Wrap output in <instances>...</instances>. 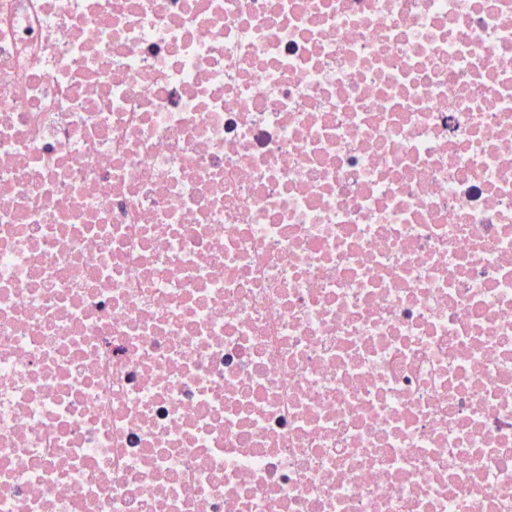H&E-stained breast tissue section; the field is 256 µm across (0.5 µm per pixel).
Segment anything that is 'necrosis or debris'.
<instances>
[{
    "label": "necrosis or debris",
    "instance_id": "1",
    "mask_svg": "<svg viewBox=\"0 0 512 512\" xmlns=\"http://www.w3.org/2000/svg\"><path fill=\"white\" fill-rule=\"evenodd\" d=\"M0 512H512V0H0Z\"/></svg>",
    "mask_w": 512,
    "mask_h": 512
}]
</instances>
